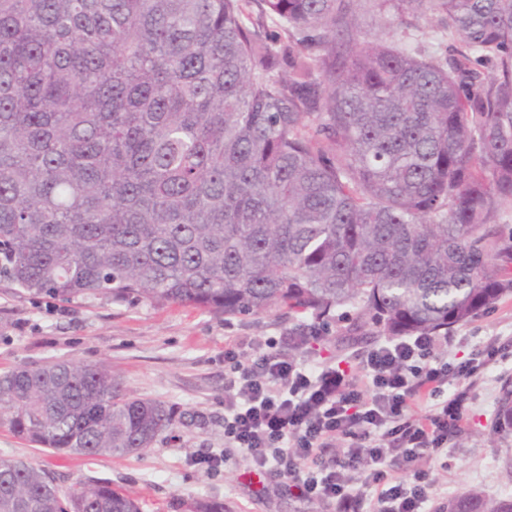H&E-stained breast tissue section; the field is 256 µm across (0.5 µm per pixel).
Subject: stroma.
I'll list each match as a JSON object with an SVG mask.
<instances>
[{
    "label": "stroma",
    "mask_w": 512,
    "mask_h": 512,
    "mask_svg": "<svg viewBox=\"0 0 512 512\" xmlns=\"http://www.w3.org/2000/svg\"><path fill=\"white\" fill-rule=\"evenodd\" d=\"M355 312L339 309L323 326L317 344L326 360L356 358L376 337L349 340ZM287 317L270 313L227 318L188 306L157 307L96 295L71 301L39 298L0 282V372L29 363L68 360L111 368L129 392L163 401L174 426L141 453L75 457L36 447L0 428V455L40 463L61 486L77 480L105 481L138 499L141 512H189L196 500L223 503L224 512H332L330 504L289 494L276 483L254 491L249 475L233 463L207 472L201 456L224 449V345L233 339L262 342L288 334ZM501 355L468 389L466 425L448 442L445 460L434 461L430 478L438 500L475 488L490 497L512 496V446L489 431L501 381L512 377V294L448 333L447 357L465 360L486 342Z\"/></svg>",
    "instance_id": "obj_1"
}]
</instances>
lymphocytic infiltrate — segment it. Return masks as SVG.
Listing matches in <instances>:
<instances>
[{"instance_id": "f902f5d3", "label": "lymphocytic infiltrate", "mask_w": 512, "mask_h": 512, "mask_svg": "<svg viewBox=\"0 0 512 512\" xmlns=\"http://www.w3.org/2000/svg\"><path fill=\"white\" fill-rule=\"evenodd\" d=\"M317 342L299 356L284 354V336L225 347L224 450L204 457L207 470L237 459L334 512H441L425 464L465 422L461 393L444 389L483 378L495 344L454 366L440 355L447 337L396 336L352 371L318 360Z\"/></svg>"}]
</instances>
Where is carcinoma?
I'll use <instances>...</instances> for the list:
<instances>
[{"label": "carcinoma", "mask_w": 512, "mask_h": 512, "mask_svg": "<svg viewBox=\"0 0 512 512\" xmlns=\"http://www.w3.org/2000/svg\"><path fill=\"white\" fill-rule=\"evenodd\" d=\"M407 10L448 42L410 44ZM507 205L512 0H0V281L30 295L439 336L512 293ZM173 424L103 365L0 373V427L54 452L139 453ZM492 432L512 442L511 378ZM0 512L140 506L0 456Z\"/></svg>", "instance_id": "cac0c4a2"}]
</instances>
